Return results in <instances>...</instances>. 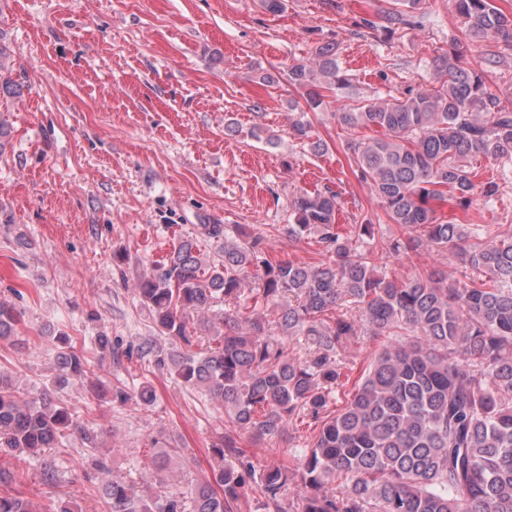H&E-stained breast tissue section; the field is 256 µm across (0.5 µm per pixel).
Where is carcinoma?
Here are the masks:
<instances>
[{
	"mask_svg": "<svg viewBox=\"0 0 512 512\" xmlns=\"http://www.w3.org/2000/svg\"><path fill=\"white\" fill-rule=\"evenodd\" d=\"M421 0H400L391 25H409ZM465 36L493 41L488 64L512 60V16L495 0H455ZM336 57L322 47L316 61L288 68V82L306 92L311 108L336 82ZM350 128H375L382 137L349 145L358 178L369 185L388 218L409 232L389 244L395 254L423 248L451 251L473 275L448 281L426 272L396 281L374 272L360 244L375 225L358 224L357 239L336 224V195L302 194L292 206L288 236L315 235L327 262L308 266L271 261L261 234L243 245L228 241V225L200 224V236L179 239L168 257L137 284L139 302L162 336L196 345L188 315L213 313L224 327L194 352L157 349L154 358L183 384L224 403V434L209 448L211 473L189 495L147 497L108 479L112 512H238L252 496L255 512H286L282 496L295 482L301 512H512V233L483 224L441 223L433 202L450 192L467 205L478 185L470 161H512V111L460 55L436 58V81L404 97L361 103L339 115ZM216 242V255L201 241ZM259 269L258 287L244 284ZM354 306L376 336L397 340L378 352L344 408L330 410L341 387L342 353L362 328L342 303ZM278 310L282 334L304 341L296 357L271 334L258 305ZM17 316L0 302V338L14 334ZM59 381L80 379L87 358L61 334ZM317 433L296 468L258 469L237 446L243 431L272 439L295 417ZM76 425L47 390L22 402L0 376V454L53 448ZM344 480L337 493L328 486ZM0 512H78L68 502L35 505L0 493Z\"/></svg>",
	"mask_w": 512,
	"mask_h": 512,
	"instance_id": "carcinoma-1",
	"label": "carcinoma"
}]
</instances>
